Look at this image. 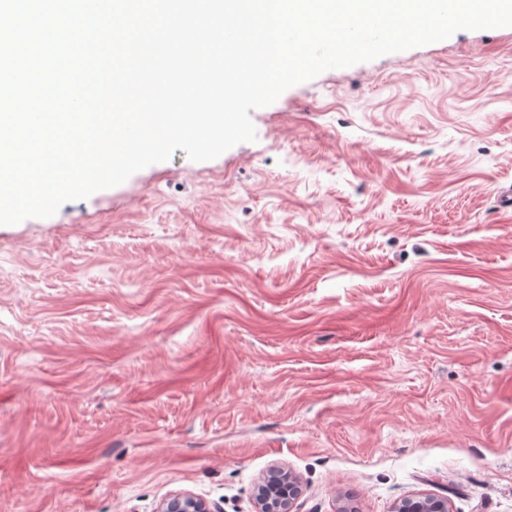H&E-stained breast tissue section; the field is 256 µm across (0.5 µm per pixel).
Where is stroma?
<instances>
[{"label":"stroma","instance_id":"1","mask_svg":"<svg viewBox=\"0 0 512 512\" xmlns=\"http://www.w3.org/2000/svg\"><path fill=\"white\" fill-rule=\"evenodd\" d=\"M0 225V512H512V27ZM301 491V482L296 475L282 468H273L256 486L254 511L294 512ZM157 512H210L207 504L189 493H174L160 503ZM395 512H452L451 503L445 497L429 494L415 495L398 504Z\"/></svg>","mask_w":512,"mask_h":512}]
</instances>
